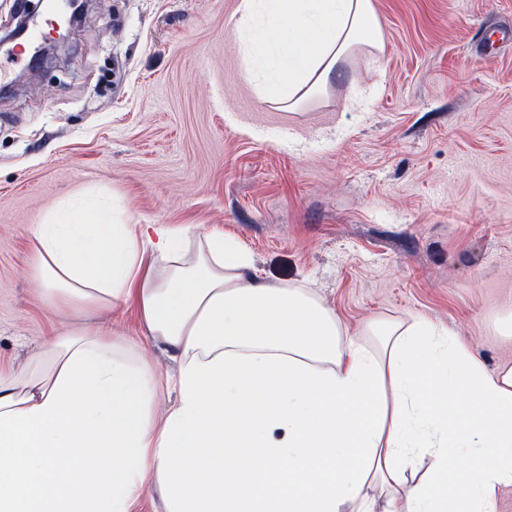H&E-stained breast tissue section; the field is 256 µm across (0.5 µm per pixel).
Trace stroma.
I'll return each mask as SVG.
<instances>
[{
  "label": "stroma",
  "instance_id": "35a3bbf8",
  "mask_svg": "<svg viewBox=\"0 0 512 512\" xmlns=\"http://www.w3.org/2000/svg\"><path fill=\"white\" fill-rule=\"evenodd\" d=\"M361 46L287 110L244 71L239 0H91L34 77L0 94V361L98 318L39 299L33 230L94 199L131 224L243 241L268 282L300 281L357 334L376 317L448 327L496 370L512 361V0H372ZM170 354L134 307L104 319Z\"/></svg>",
  "mask_w": 512,
  "mask_h": 512
}]
</instances>
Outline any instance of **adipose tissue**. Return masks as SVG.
Here are the masks:
<instances>
[{"label":"adipose tissue","mask_w":512,"mask_h":512,"mask_svg":"<svg viewBox=\"0 0 512 512\" xmlns=\"http://www.w3.org/2000/svg\"><path fill=\"white\" fill-rule=\"evenodd\" d=\"M263 95L296 108L355 46L383 47L372 0H241ZM44 299L133 304L169 352L86 325L42 342L48 370L0 363V512H493L512 487V364L447 329L377 318L348 335L308 288L191 226L67 206L37 225Z\"/></svg>","instance_id":"1"}]
</instances>
